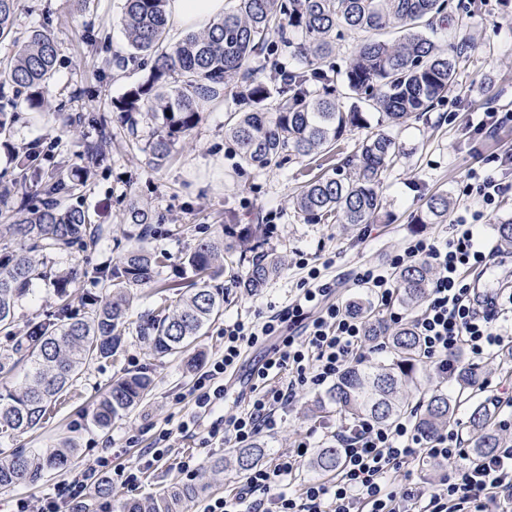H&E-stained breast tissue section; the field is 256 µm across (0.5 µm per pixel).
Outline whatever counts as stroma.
<instances>
[{
    "instance_id": "obj_1",
    "label": "stroma",
    "mask_w": 512,
    "mask_h": 512,
    "mask_svg": "<svg viewBox=\"0 0 512 512\" xmlns=\"http://www.w3.org/2000/svg\"><path fill=\"white\" fill-rule=\"evenodd\" d=\"M122 0H90L78 9L74 0H21L15 21L17 34H26L40 23H48L60 46V61L49 87V113L36 116L26 109L14 114L10 135L0 139V178L16 172L17 151L54 141L58 162L69 166L78 152L97 132L93 118L110 119L112 102L127 88L142 80L136 67L118 71L111 60L123 54L126 42L120 24ZM446 29L435 41L447 49L450 39L470 37L472 46L459 61L458 83L444 100L408 125L393 129L403 147L383 187L382 199L388 221L352 227L346 224H310L294 209L292 198L308 175L318 173L315 160L289 159L282 166L256 170L241 164L233 142L224 136V120L232 101L210 107L199 126L181 139L160 169H152L144 146L153 131L144 122L138 139L125 138L116 122L108 124V160L90 168L84 187L66 196L69 204L81 205L92 223L102 228L98 244L88 250L57 253V268H74L78 277L72 285L74 296L101 294L100 272L118 263L130 244L133 229L123 221L129 192H137L154 205L160 231L152 240L155 250L173 260L160 275V285L141 290L138 309L129 317L125 344L117 360L87 365L70 387L64 401L56 404L42 429L25 434H0V448H56L72 441L76 448L75 470L101 456L121 467L152 447L160 430L173 429L172 453L150 466L139 487L127 490L113 486L111 505L162 492L186 481L180 461L191 457L198 465L229 456L224 443L202 445L199 437L177 434V425L194 409V384L208 365L224 353V323L239 317L262 321L280 311L299 293L307 271L298 257L319 265L321 277L335 282L336 302L358 295L370 298V290L353 289L351 278L366 265L388 266L390 258L415 238L446 243L451 223L418 224L414 218L431 194L448 192L454 211H476L482 204L460 192L468 173L481 169L486 159L512 153V125L502 127L495 137L473 131L471 124L487 108L512 111V5L507 0H448ZM80 117L75 133L63 130L56 112ZM238 224H261L268 232V246L286 258L280 276L257 296L237 295L225 306L221 320L213 322L195 342L200 359L154 360L148 346L139 339L137 325L142 312L175 304L179 297L174 284L179 279L177 257L197 239L221 233L227 219ZM146 371L154 380L150 395L137 408L115 418L107 430L90 422L94 402L113 377ZM314 389L300 390L278 429L261 433L267 457L291 448L296 440L309 438L313 445H332V427L339 414L309 417L304 403Z\"/></svg>"
}]
</instances>
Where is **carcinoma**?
I'll return each mask as SVG.
<instances>
[{
	"label": "carcinoma",
	"instance_id": "obj_1",
	"mask_svg": "<svg viewBox=\"0 0 512 512\" xmlns=\"http://www.w3.org/2000/svg\"><path fill=\"white\" fill-rule=\"evenodd\" d=\"M207 29L188 31L177 42L165 43L167 0H123L121 23L129 53L115 58L122 70L133 62L145 75L112 101L121 128L139 132L143 118L155 131L145 145L148 163L158 169L176 142L202 121L217 101L240 98L239 108L227 113L224 137L237 148L241 163L256 170L281 165L294 155L331 157L351 129L370 125L362 105L378 113L380 126H401L443 100L458 76V58L470 48L462 40L457 50L441 52L431 34L434 24L448 20L446 0H228ZM20 0H0V39L14 26ZM350 29L360 35L343 74H329L322 61L336 49V40ZM291 50L295 64L275 66L278 80H260L253 64L267 62L275 50L273 38ZM57 40L46 23L29 30L12 61L0 65V134L7 132L12 113L22 106L48 111L45 93L58 59ZM248 84L245 95L233 91L231 79ZM342 82L350 107L336 102V83ZM13 97L6 95V90ZM399 155L393 136L378 131L367 136L346 160L349 171L336 165L308 179L294 196V207L312 223L377 224L383 219L381 188ZM53 154L30 152L26 166L11 184L0 188V332L13 335L15 311L33 292L37 281L53 288L55 310L50 317L28 321L19 347L28 364L25 382L0 392V433H28L41 427L49 405L72 386L85 365L116 357L124 345L130 312L142 287L156 282L170 256L149 247L158 217L136 196L128 200L124 221L137 230L119 264L101 271L108 283L105 294L79 299L83 313L74 310L70 286L72 269L54 268L51 255L75 246L97 243L101 228L90 224L80 206H64L59 197L85 184L87 171H63L59 164L43 167L38 159ZM41 183V195L30 196L27 182ZM448 192L430 195L415 217L417 224H439L448 218ZM185 291L177 306L150 315L138 326L139 338L161 359L188 351L202 330L224 312L228 302L217 281L226 276L247 295L260 293L282 270V257L265 249L260 224H225L222 235L201 238L180 258ZM398 302L417 310L426 300L432 271L422 263L398 269ZM349 310L366 324V340L384 347L389 358L373 365L348 367L317 401L313 412L329 406L349 417H369L390 425L407 413L429 437L455 421L463 395L480 389V373L457 363L456 393L439 389L424 392L423 403L410 405L422 390L423 355L414 320L391 328L373 314L371 305L352 301ZM153 388L146 372L122 375L110 383L94 403L91 422L100 429L137 406ZM497 413L488 404L472 407L468 418L472 458L479 460L504 447L496 425ZM74 448L0 450V492L35 485L67 468ZM265 455L256 442L236 451L234 467L250 471ZM341 463L339 449L319 448L307 463L325 477ZM224 468L216 459L204 466L195 483L174 484L156 498L126 501L120 512H184V506L210 487L207 475Z\"/></svg>",
	"mask_w": 512,
	"mask_h": 512
}]
</instances>
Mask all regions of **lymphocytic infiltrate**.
Instances as JSON below:
<instances>
[{
	"mask_svg": "<svg viewBox=\"0 0 512 512\" xmlns=\"http://www.w3.org/2000/svg\"><path fill=\"white\" fill-rule=\"evenodd\" d=\"M512 165V154L492 169L474 170L463 195L497 205L512 193V182L500 172ZM479 216L459 214L446 246L425 238L411 240L392 256L388 269L359 268L354 285L371 288L392 323L395 311L390 270L421 261L434 272L426 305L415 319L426 362L441 376L453 375L454 355L482 360L512 343V290L478 291L469 271L485 270L494 249L478 240ZM336 289L310 268L297 298L263 322L236 320L224 327V354L195 382V411L176 430H161L152 448L137 463L111 467L99 458L63 484L58 495L36 502L20 498L15 512H62L63 504L83 501L91 489L110 482L127 489L139 486L146 468L168 455L173 432L201 433L203 442L226 441L241 447L261 432L273 431L298 390L325 386L349 362L365 359L364 324L348 308L333 302ZM268 345L261 363L250 372L253 391L242 409L223 411L225 380L233 376L247 349ZM336 442L343 464L327 481L295 487L294 477L311 451L298 441L272 462L250 470L230 494L209 499L202 512H512V446L499 449L479 464L468 462L454 431L427 438L412 419L382 426L360 417L337 426ZM431 462L440 473L428 486L410 480L414 466Z\"/></svg>",
	"mask_w": 512,
	"mask_h": 512,
	"instance_id": "1",
	"label": "lymphocytic infiltrate"
}]
</instances>
